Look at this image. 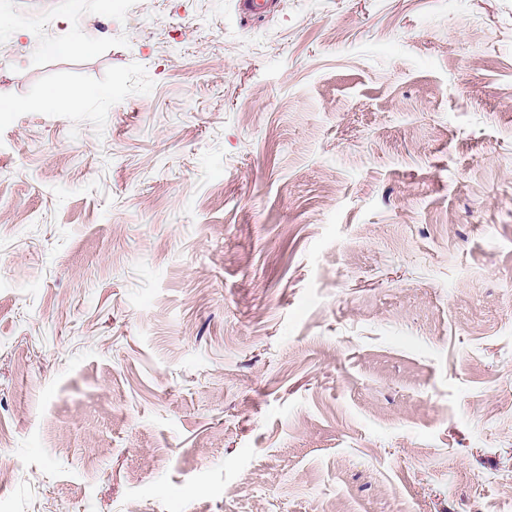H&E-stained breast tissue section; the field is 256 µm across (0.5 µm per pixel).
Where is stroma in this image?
I'll list each match as a JSON object with an SVG mask.
<instances>
[{
	"mask_svg": "<svg viewBox=\"0 0 512 512\" xmlns=\"http://www.w3.org/2000/svg\"><path fill=\"white\" fill-rule=\"evenodd\" d=\"M0 18V512H512V0ZM100 94L99 89L94 88H70L63 95L54 88H48L44 91L39 103V107L48 112L57 110V106L61 99L64 98L68 107L72 110L79 109L90 98Z\"/></svg>",
	"mask_w": 512,
	"mask_h": 512,
	"instance_id": "1",
	"label": "stroma"
}]
</instances>
